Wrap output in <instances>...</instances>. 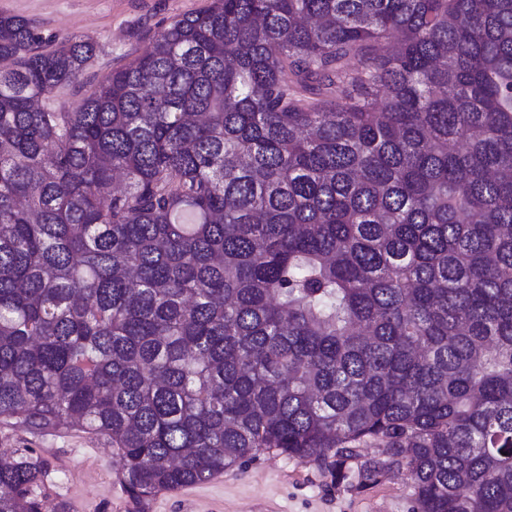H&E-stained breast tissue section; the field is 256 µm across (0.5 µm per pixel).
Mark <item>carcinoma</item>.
Returning a JSON list of instances; mask_svg holds the SVG:
<instances>
[{
    "label": "carcinoma",
    "mask_w": 512,
    "mask_h": 512,
    "mask_svg": "<svg viewBox=\"0 0 512 512\" xmlns=\"http://www.w3.org/2000/svg\"><path fill=\"white\" fill-rule=\"evenodd\" d=\"M0 14V424L136 503L275 448L512 512V0H212L96 55ZM359 58L350 70L347 61ZM0 457V512H45Z\"/></svg>",
    "instance_id": "carcinoma-1"
}]
</instances>
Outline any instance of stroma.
<instances>
[{
  "label": "stroma",
  "mask_w": 512,
  "mask_h": 512,
  "mask_svg": "<svg viewBox=\"0 0 512 512\" xmlns=\"http://www.w3.org/2000/svg\"><path fill=\"white\" fill-rule=\"evenodd\" d=\"M212 0H0V13L31 19L43 43L67 36L91 38L97 55L85 73L60 92L78 105L96 79L142 53L175 17L196 13ZM109 440L81 431L32 433L0 426V448L33 450L44 463L43 493L55 512H412L413 488L405 472L390 470L373 485L337 482L316 463L275 450L226 468L208 484L161 492L134 503L119 483L118 465L103 455Z\"/></svg>",
  "instance_id": "35a3bbf8"
}]
</instances>
